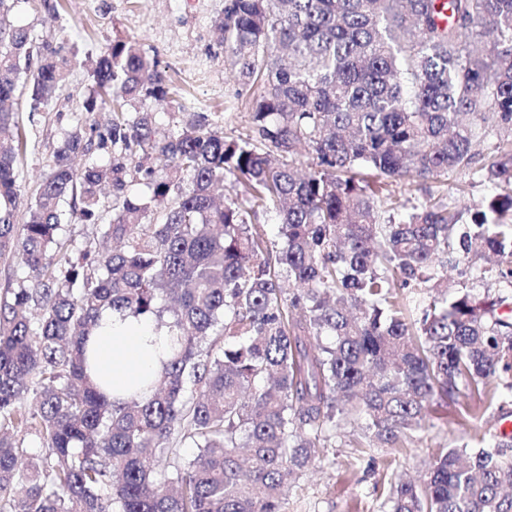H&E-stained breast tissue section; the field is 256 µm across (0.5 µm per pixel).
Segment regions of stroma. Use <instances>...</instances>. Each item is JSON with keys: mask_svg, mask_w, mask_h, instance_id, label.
Instances as JSON below:
<instances>
[{"mask_svg": "<svg viewBox=\"0 0 512 512\" xmlns=\"http://www.w3.org/2000/svg\"><path fill=\"white\" fill-rule=\"evenodd\" d=\"M54 11L27 9L16 22L29 27L37 42L76 54L66 82L58 89L54 109L30 113L27 95H19L15 110L27 132L30 147L19 165L22 198H30L40 177L52 169L55 152L67 135L79 127L102 123L106 113H86L83 101L90 81L85 58H97L118 39L138 41L154 56L160 70L174 82L168 102L143 101L152 115L156 136L169 133L183 117L208 116L225 138L246 137L253 128L247 105L249 90L225 74L224 47L215 24L224 13V0H50ZM396 194L419 204L429 197H446L471 218L472 206L496 193L483 163L445 181L395 185ZM470 428L463 421L436 411L426 428L405 449L374 448L358 455L351 441L360 433L345 421L336 427L335 448L299 481L292 483L284 512H387L385 489L389 479L424 472L434 448L467 442Z\"/></svg>", "mask_w": 512, "mask_h": 512, "instance_id": "stroma-1", "label": "stroma"}]
</instances>
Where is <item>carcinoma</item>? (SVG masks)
<instances>
[{"label": "carcinoma", "instance_id": "1", "mask_svg": "<svg viewBox=\"0 0 512 512\" xmlns=\"http://www.w3.org/2000/svg\"><path fill=\"white\" fill-rule=\"evenodd\" d=\"M23 4L53 8L0 0V259L29 271L0 289V512H284L338 419L363 421L365 448H404L462 391V420L512 416V292L482 300L447 276L493 258L512 287V0H224L229 76L257 87L245 139L203 114L155 138L132 107L166 100L168 80L117 41L84 102L112 120L68 135L18 224L28 140L10 103L23 87L46 111L71 64L12 20ZM483 154L502 192L469 224L380 195ZM229 175L279 214L280 246L238 200L216 203ZM64 202L120 248L68 250ZM108 308L169 328L146 393L111 400L86 373ZM484 441L435 449L423 478L389 484V512H512V433Z\"/></svg>", "mask_w": 512, "mask_h": 512}]
</instances>
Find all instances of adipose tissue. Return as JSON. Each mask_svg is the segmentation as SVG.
Segmentation results:
<instances>
[{"instance_id":"adipose-tissue-1","label":"adipose tissue","mask_w":512,"mask_h":512,"mask_svg":"<svg viewBox=\"0 0 512 512\" xmlns=\"http://www.w3.org/2000/svg\"><path fill=\"white\" fill-rule=\"evenodd\" d=\"M90 346V374L113 396L151 381L168 355V339L157 332L151 319L109 309L103 311Z\"/></svg>"}]
</instances>
